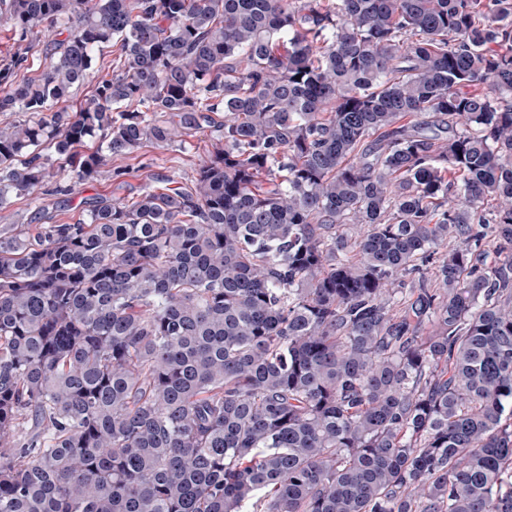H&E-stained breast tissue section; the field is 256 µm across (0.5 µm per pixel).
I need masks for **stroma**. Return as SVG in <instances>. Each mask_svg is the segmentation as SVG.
Segmentation results:
<instances>
[{
    "label": "stroma",
    "mask_w": 512,
    "mask_h": 512,
    "mask_svg": "<svg viewBox=\"0 0 512 512\" xmlns=\"http://www.w3.org/2000/svg\"><path fill=\"white\" fill-rule=\"evenodd\" d=\"M67 36V30L60 27L21 43L7 27L0 26V61L16 52H24L30 75H37L44 66L47 49ZM216 139L215 129L206 128L191 137L185 146L174 143L162 148L145 144L134 154L108 160L98 176L78 195L55 193V185L65 180L64 172H57L39 193L11 197L7 207L0 210V222L26 224L34 220L42 224L51 216L71 222L81 214L85 201L98 197L126 199L135 196L151 187L158 176L167 179L174 187L188 185L196 175L201 158L211 150Z\"/></svg>",
    "instance_id": "1"
}]
</instances>
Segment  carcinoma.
Segmentation results:
<instances>
[{"label":"carcinoma","instance_id":"obj_1","mask_svg":"<svg viewBox=\"0 0 512 512\" xmlns=\"http://www.w3.org/2000/svg\"><path fill=\"white\" fill-rule=\"evenodd\" d=\"M0 25L72 28L0 65L1 209L221 132L189 187L0 224V512H512V0ZM119 54V43L113 41L102 48H99L95 52V65L94 68L97 70L99 75H112V69L115 67ZM112 63H114L112 65Z\"/></svg>","mask_w":512,"mask_h":512}]
</instances>
